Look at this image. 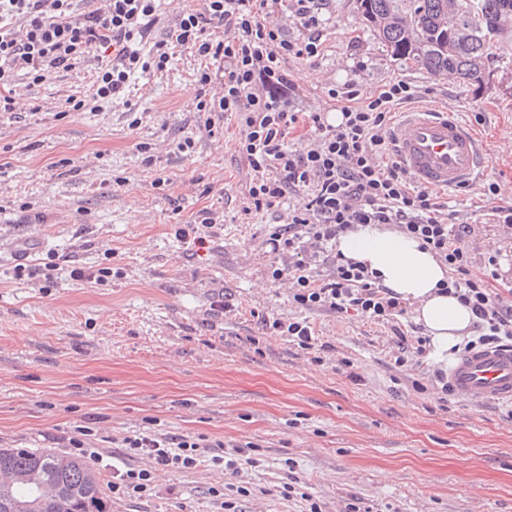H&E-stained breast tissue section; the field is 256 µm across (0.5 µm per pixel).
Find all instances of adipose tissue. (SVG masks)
Instances as JSON below:
<instances>
[{
    "mask_svg": "<svg viewBox=\"0 0 512 512\" xmlns=\"http://www.w3.org/2000/svg\"><path fill=\"white\" fill-rule=\"evenodd\" d=\"M336 250L345 259L367 266L378 282L412 308L426 328L435 362L468 333L475 317L469 306L445 292L449 270L421 240L381 224H366L341 235Z\"/></svg>",
    "mask_w": 512,
    "mask_h": 512,
    "instance_id": "adipose-tissue-1",
    "label": "adipose tissue"
}]
</instances>
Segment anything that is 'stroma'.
I'll list each match as a JSON object with an SVG mask.
<instances>
[{"label": "stroma", "mask_w": 512, "mask_h": 512, "mask_svg": "<svg viewBox=\"0 0 512 512\" xmlns=\"http://www.w3.org/2000/svg\"><path fill=\"white\" fill-rule=\"evenodd\" d=\"M325 16L320 57L285 64L304 89L295 111H332L328 88L349 79L366 93L402 80L417 105L456 110L481 135L486 179L501 193L490 200L476 185L447 198L481 227L472 274L497 273L506 293L512 237L486 220L492 205L512 203V33L477 87L391 56L359 0H328ZM111 59L97 50L37 84L13 77L17 106L0 112V448L60 453L92 427L105 488L123 439L145 430L260 449L261 467L176 473L150 498L112 499V512H216L209 490L228 484L249 490L240 512H308L313 501L346 512L355 498L369 512H512V419L498 404L441 401L411 314L397 319L409 345L398 366L393 326L296 308L288 281L272 278L265 239L283 216L245 212L236 124L207 132L196 109L203 61L175 48L164 71L136 75L127 99L106 102L93 82ZM187 136L194 148L179 152ZM204 209L215 237L186 249L175 231ZM27 240L36 248L16 262ZM100 268L107 277L89 279ZM221 293L236 309L216 317ZM260 314L307 319L333 352L311 363L286 337L263 334ZM342 359L359 380L337 372Z\"/></svg>", "instance_id": "1"}]
</instances>
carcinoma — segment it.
Instances as JSON below:
<instances>
[{"mask_svg": "<svg viewBox=\"0 0 512 512\" xmlns=\"http://www.w3.org/2000/svg\"><path fill=\"white\" fill-rule=\"evenodd\" d=\"M380 43L433 76L479 84L492 39L512 31V0H360ZM96 472L50 451L0 448V512H111Z\"/></svg>", "mask_w": 512, "mask_h": 512, "instance_id": "carcinoma-1", "label": "carcinoma"}]
</instances>
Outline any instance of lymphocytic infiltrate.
<instances>
[{
  "label": "lymphocytic infiltrate",
  "instance_id": "f902f5d3",
  "mask_svg": "<svg viewBox=\"0 0 512 512\" xmlns=\"http://www.w3.org/2000/svg\"><path fill=\"white\" fill-rule=\"evenodd\" d=\"M325 7L326 0H291L287 9L282 0H205L203 10L184 13L165 38L145 51L140 43L156 20L157 0H103L89 11L82 10L79 0H0V81L19 72L37 82L74 68L94 49L115 45L117 60L102 67L95 92L114 99L124 96L136 72L163 70L173 48L191 47L201 59L217 62L224 78L223 92L213 94V72H199L196 108L206 113L207 128L223 120L236 122L238 154L253 174L249 211H286L267 243L283 261L271 275L291 277L298 307L355 313L378 322L403 315L405 302L377 284L360 263L336 251L337 236L354 225L393 224L420 239L451 270L450 288L475 316L476 333L464 341L463 350L511 343L512 301L495 293L488 280L469 273L473 225L460 222L457 210L438 192L415 185L389 154L390 107L415 99V90L400 81L364 98L356 83L347 81L327 91L340 122H330L324 112L290 111L300 90L285 70L286 60L319 56ZM284 9L302 30V39L285 35L277 20ZM215 19L224 23L218 40L206 35ZM301 124L310 128L311 141L305 145L292 138ZM323 265L328 274H320ZM259 322L269 334L288 337L313 363H323L331 350L308 322L266 316ZM124 446L151 464L143 469L113 466L110 490L118 498L152 495L163 473L205 464L236 473L257 464L244 447L227 456L223 443L207 447L191 436L140 433L125 438Z\"/></svg>",
  "mask_w": 512,
  "mask_h": 512
}]
</instances>
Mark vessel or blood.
I'll list each match as a JSON object with an SVG mask.
<instances>
[{
	"instance_id": "1",
	"label": "vessel or blood",
	"mask_w": 512,
	"mask_h": 512,
	"mask_svg": "<svg viewBox=\"0 0 512 512\" xmlns=\"http://www.w3.org/2000/svg\"><path fill=\"white\" fill-rule=\"evenodd\" d=\"M390 144L394 160L428 188L472 187L488 166L487 149L476 129L450 110L419 107L402 113L390 132ZM446 380L466 400L512 404V344L459 356Z\"/></svg>"
}]
</instances>
